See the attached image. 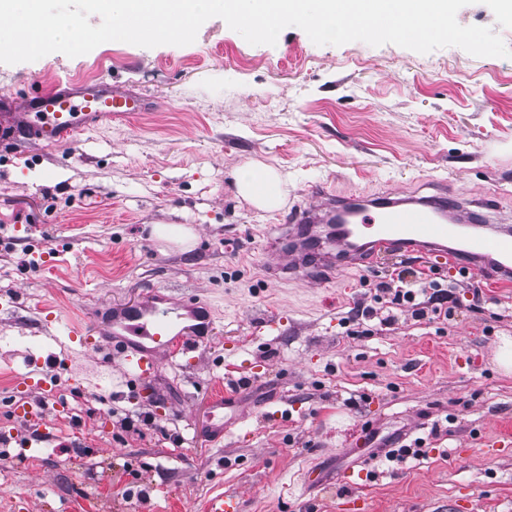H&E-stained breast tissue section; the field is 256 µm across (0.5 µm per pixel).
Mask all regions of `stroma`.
I'll use <instances>...</instances> for the list:
<instances>
[{"mask_svg": "<svg viewBox=\"0 0 512 512\" xmlns=\"http://www.w3.org/2000/svg\"><path fill=\"white\" fill-rule=\"evenodd\" d=\"M67 79L125 86L148 112L80 136L75 152L0 147V434L23 411L50 417L31 447L0 444V512H512V287L460 277L447 260L380 252L324 284L269 276V238L319 192L453 194L512 225V59L458 47L315 45L300 28L252 45L218 17L195 42H105L0 63L23 99ZM278 170L286 201L261 210L234 175ZM196 233L163 248L155 225ZM450 285L445 320L376 299L398 264ZM197 295L215 333L198 353L134 381L92 353V308L142 290ZM481 302H474V294ZM378 315L356 320L361 305ZM391 315L390 326L380 325ZM220 392L241 416L208 434ZM150 414L143 433L124 417ZM421 440L424 455L389 461Z\"/></svg>", "mask_w": 512, "mask_h": 512, "instance_id": "stroma-1", "label": "stroma"}]
</instances>
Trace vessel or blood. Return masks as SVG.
<instances>
[{
    "instance_id": "1",
    "label": "vessel or blood",
    "mask_w": 512,
    "mask_h": 512,
    "mask_svg": "<svg viewBox=\"0 0 512 512\" xmlns=\"http://www.w3.org/2000/svg\"><path fill=\"white\" fill-rule=\"evenodd\" d=\"M147 106L145 97L101 81L57 85L20 103L4 95L0 139L74 146L87 130L146 111ZM291 221L331 223L336 249L326 252L314 246L312 238L297 239L287 262L271 267L275 276L307 278L305 257L313 253L323 278L330 279L388 247L420 258L437 253L448 257L460 273L480 274L512 286V226L480 224L458 199L445 195L432 199L327 195L319 208L296 209ZM97 310L106 322L105 349L121 353L139 380L149 377L159 360L175 362L196 352L215 330L212 309L195 295L173 300L155 289L133 302L99 304Z\"/></svg>"
}]
</instances>
